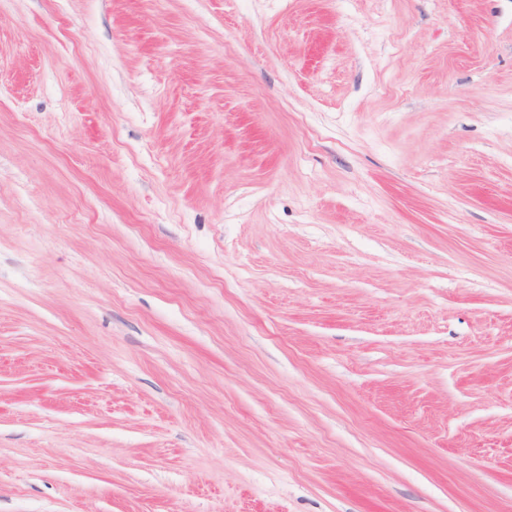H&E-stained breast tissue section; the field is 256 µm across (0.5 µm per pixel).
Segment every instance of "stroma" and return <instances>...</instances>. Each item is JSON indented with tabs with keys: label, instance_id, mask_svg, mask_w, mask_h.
<instances>
[{
	"label": "stroma",
	"instance_id": "obj_1",
	"mask_svg": "<svg viewBox=\"0 0 512 512\" xmlns=\"http://www.w3.org/2000/svg\"><path fill=\"white\" fill-rule=\"evenodd\" d=\"M0 512H512V0H0Z\"/></svg>",
	"mask_w": 512,
	"mask_h": 512
}]
</instances>
